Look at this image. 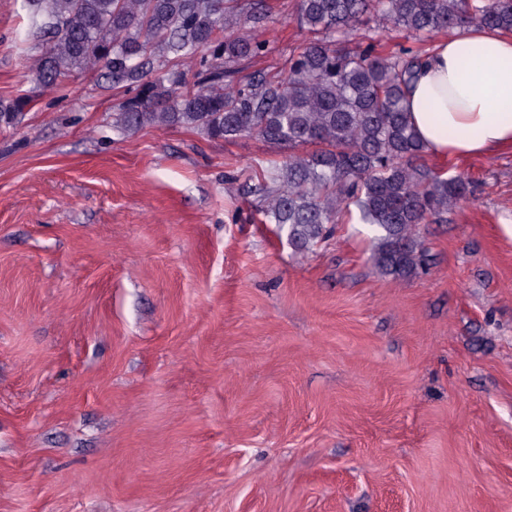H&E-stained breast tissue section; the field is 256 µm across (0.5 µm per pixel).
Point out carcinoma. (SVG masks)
<instances>
[{"label": "carcinoma", "mask_w": 512, "mask_h": 512, "mask_svg": "<svg viewBox=\"0 0 512 512\" xmlns=\"http://www.w3.org/2000/svg\"><path fill=\"white\" fill-rule=\"evenodd\" d=\"M42 40L27 79L37 88L103 71L128 97L112 127H182L211 139L256 135L290 154L252 188L263 214L299 252L326 240L355 207L372 227V262L399 278L424 269L421 224H446L468 178L434 172L408 121L406 93L443 30L474 25L512 38V0H299L314 38L284 65L243 76L268 46L246 31L268 19L263 0H24ZM381 15L420 43L390 52L350 45L349 31ZM193 61L195 80L183 66ZM30 99L0 101V129Z\"/></svg>", "instance_id": "carcinoma-1"}]
</instances>
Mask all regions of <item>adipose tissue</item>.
<instances>
[{
    "instance_id": "ef3b65f1",
    "label": "adipose tissue",
    "mask_w": 512,
    "mask_h": 512,
    "mask_svg": "<svg viewBox=\"0 0 512 512\" xmlns=\"http://www.w3.org/2000/svg\"><path fill=\"white\" fill-rule=\"evenodd\" d=\"M405 107L431 156L512 147V39L470 27L436 43Z\"/></svg>"
}]
</instances>
